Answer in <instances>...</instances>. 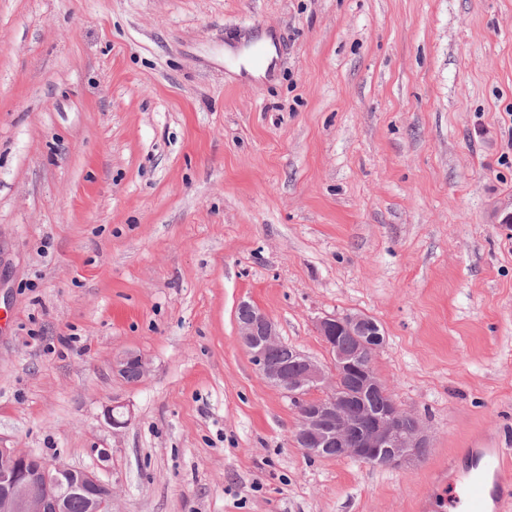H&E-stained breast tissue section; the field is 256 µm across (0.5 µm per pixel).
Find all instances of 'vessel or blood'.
<instances>
[{
	"mask_svg": "<svg viewBox=\"0 0 512 512\" xmlns=\"http://www.w3.org/2000/svg\"><path fill=\"white\" fill-rule=\"evenodd\" d=\"M503 451L486 448L474 455V463L459 489L451 491L448 505L453 512H487L489 506L503 508L507 501L501 488Z\"/></svg>",
	"mask_w": 512,
	"mask_h": 512,
	"instance_id": "obj_1",
	"label": "vessel or blood"
}]
</instances>
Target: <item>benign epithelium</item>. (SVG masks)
I'll list each match as a JSON object with an SVG mask.
<instances>
[{
	"instance_id": "7a95c632",
	"label": "benign epithelium",
	"mask_w": 512,
	"mask_h": 512,
	"mask_svg": "<svg viewBox=\"0 0 512 512\" xmlns=\"http://www.w3.org/2000/svg\"><path fill=\"white\" fill-rule=\"evenodd\" d=\"M237 323L240 342L267 383L287 396L326 389L300 411L293 434L298 447L314 457H349L396 469L421 460V450L429 447L422 422L373 371L371 361L385 342L373 319L359 313L317 319L316 332L332 358L329 370L286 345L258 306L241 303ZM112 372L141 382L149 364L125 352L113 357ZM341 372L353 376L355 393L337 388ZM74 495L85 499L87 512H112V485L95 471L0 445V512H67Z\"/></svg>"
}]
</instances>
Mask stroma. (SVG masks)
<instances>
[{"instance_id":"stroma-1","label":"stroma","mask_w":512,"mask_h":512,"mask_svg":"<svg viewBox=\"0 0 512 512\" xmlns=\"http://www.w3.org/2000/svg\"><path fill=\"white\" fill-rule=\"evenodd\" d=\"M511 212L512 0H0V445L112 512H449L512 456ZM245 301L325 366L318 317L377 320L427 455L298 448ZM112 372L126 380L134 374L135 382H142L149 373V364L141 355L125 352L113 357ZM474 463L458 491L452 484L448 506L458 512H487L489 484L497 485L495 510L501 511L506 501L510 499V487L502 482L503 450L500 448H485L476 452ZM509 488V495L505 489Z\"/></svg>"}]
</instances>
